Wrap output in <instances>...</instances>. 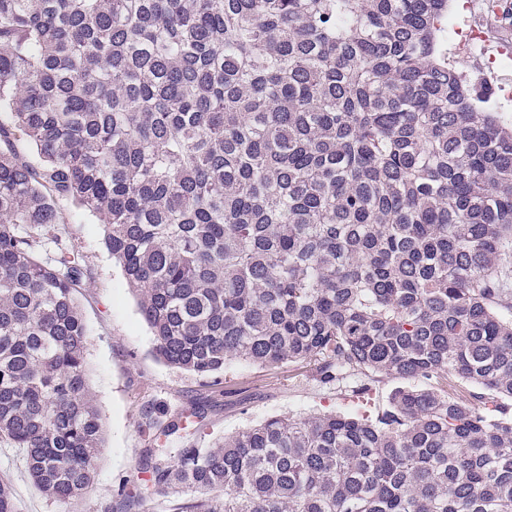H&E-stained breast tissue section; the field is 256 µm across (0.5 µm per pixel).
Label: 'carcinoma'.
<instances>
[{"label":"carcinoma","instance_id":"carcinoma-1","mask_svg":"<svg viewBox=\"0 0 512 512\" xmlns=\"http://www.w3.org/2000/svg\"><path fill=\"white\" fill-rule=\"evenodd\" d=\"M483 99L448 0H0V440L33 484L81 497L102 445L70 201L168 365L396 383L209 448L204 407L149 406L117 512H512V117Z\"/></svg>","mask_w":512,"mask_h":512}]
</instances>
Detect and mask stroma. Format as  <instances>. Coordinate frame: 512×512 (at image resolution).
Instances as JSON below:
<instances>
[{
	"instance_id": "stroma-1",
	"label": "stroma",
	"mask_w": 512,
	"mask_h": 512,
	"mask_svg": "<svg viewBox=\"0 0 512 512\" xmlns=\"http://www.w3.org/2000/svg\"><path fill=\"white\" fill-rule=\"evenodd\" d=\"M66 243L82 258L88 278L76 292L87 332L86 361L93 400L102 416L103 441L93 477L78 499L43 495L25 472L17 449L0 442V476L16 492L19 512H108L119 486L142 482L139 462L148 446L140 428L142 410L162 404L170 414L190 402L207 417L195 434L206 448L224 435L272 416L310 415L349 409L357 396L351 385L325 387L292 363L265 367L235 362L220 375L219 387L173 368L155 351V339L120 265L105 245L102 222L72 203L61 205Z\"/></svg>"
}]
</instances>
